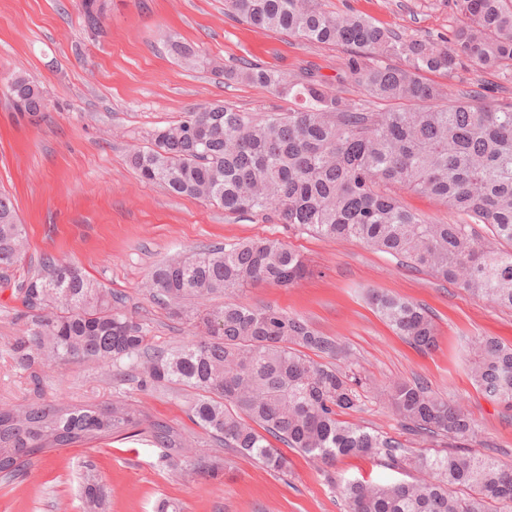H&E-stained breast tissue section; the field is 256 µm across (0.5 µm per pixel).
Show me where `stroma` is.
<instances>
[{"label":"stroma","mask_w":512,"mask_h":512,"mask_svg":"<svg viewBox=\"0 0 512 512\" xmlns=\"http://www.w3.org/2000/svg\"><path fill=\"white\" fill-rule=\"evenodd\" d=\"M327 2L332 10L419 38L450 36L458 20L455 0ZM80 3L0 0V78L26 74L48 100L45 118L34 123L13 112L0 93V191L11 196L26 232L20 262L0 272V408L59 399L92 404L118 394L180 428L189 448L221 457L224 469L216 475L185 470L147 433L115 436L39 454L24 476L0 483V512H84L80 486L88 468L104 486L105 512H157L163 501L178 503L182 512H346V481L410 476L382 455L344 457L328 468L290 448L283 451L287 473L276 474L215 446L189 420L192 393L185 387L144 388L118 369L90 362L41 367L33 376L18 370L9 343L25 323L16 317L22 305L15 290L49 256L81 267L122 297L125 310L147 327L152 346L167 349L188 341L191 327L147 291L156 264L201 246L279 240L304 256L309 275L288 288L249 284L232 298L300 316L350 352L364 387L359 409L343 413V420L423 450L382 393L390 381L419 377L461 401L478 420L482 442L512 463V409L486 398L468 372L472 338L512 343V309L355 240H324L262 215L226 216L141 182L128 164L132 146L146 145L151 130L191 108L220 100L252 113L285 110L287 100L270 90L224 78V65L242 59L287 75L314 71L332 92L361 100L360 90L342 79L346 50L239 23L225 15L224 0H107L102 31L94 34L83 25ZM174 40L194 48L193 63L171 55ZM430 79L447 90L478 89L512 100V81L471 67ZM372 289L428 308L437 347L420 351L396 336L369 305Z\"/></svg>","instance_id":"stroma-1"}]
</instances>
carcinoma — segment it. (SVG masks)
I'll use <instances>...</instances> for the list:
<instances>
[{"label": "carcinoma", "instance_id": "carcinoma-1", "mask_svg": "<svg viewBox=\"0 0 512 512\" xmlns=\"http://www.w3.org/2000/svg\"><path fill=\"white\" fill-rule=\"evenodd\" d=\"M101 0H81L86 29L102 30ZM459 24L449 39L400 35L371 19L327 10L324 0H224L226 15L349 52L344 79L375 101L372 112L329 90L315 75L286 77L259 65H228L240 79L293 100L286 112L254 115L218 101L183 113L151 133L129 163L141 181L200 199L228 215L271 213L277 223L328 240L363 244L425 269L471 295L512 308V104L453 96L425 73L454 74L463 62L512 79V0H455ZM395 58L398 65L384 60ZM15 111L37 122L48 111L42 88L9 76ZM430 196L465 217L436 224L404 207L391 186ZM484 224L491 238L480 239ZM26 241L11 198L0 192V268L17 263ZM308 274L305 259L270 238L209 247L160 263L148 287L186 317L195 336L153 352L144 324L80 268L49 259L16 289L24 334L9 343L14 366L95 362L140 370L141 385L174 383L194 390L191 420L218 446L251 457L275 473L288 460L272 441L334 466L341 456L383 454L414 470L412 481L352 479L342 495L348 512H497L512 507V465L494 455L454 450L411 453L391 437L337 418L359 407L362 378L331 336L304 318L218 295L257 281L288 287ZM378 315L418 350L435 347L438 329L425 308L373 291ZM469 374L492 401L512 408V344L478 336ZM401 423L422 439L476 442L481 429L458 400L416 380L388 388ZM147 430L176 466H199L181 431L120 398L71 405L31 403L0 410V480L9 482L33 457L79 442ZM85 512H101L105 494L85 474Z\"/></svg>", "mask_w": 512, "mask_h": 512}]
</instances>
